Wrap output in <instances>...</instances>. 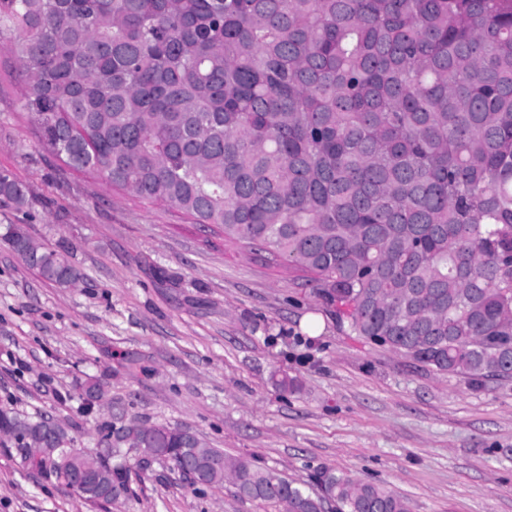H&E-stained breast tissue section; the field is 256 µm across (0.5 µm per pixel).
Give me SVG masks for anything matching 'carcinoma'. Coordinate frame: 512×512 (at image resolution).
Listing matches in <instances>:
<instances>
[{
    "instance_id": "obj_1",
    "label": "carcinoma",
    "mask_w": 512,
    "mask_h": 512,
    "mask_svg": "<svg viewBox=\"0 0 512 512\" xmlns=\"http://www.w3.org/2000/svg\"><path fill=\"white\" fill-rule=\"evenodd\" d=\"M21 108L66 167L165 203L310 277L336 322L440 373L512 378V0H0ZM0 199L27 192L0 171ZM43 280L78 267L18 225ZM23 462L71 487L65 431L0 411ZM134 451L288 512H410L330 468L318 491L197 434L111 422Z\"/></svg>"
}]
</instances>
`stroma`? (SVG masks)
<instances>
[{"label": "stroma", "mask_w": 512, "mask_h": 512, "mask_svg": "<svg viewBox=\"0 0 512 512\" xmlns=\"http://www.w3.org/2000/svg\"><path fill=\"white\" fill-rule=\"evenodd\" d=\"M0 51V170L28 188L0 202L81 269L42 280L0 241V410L52 416L96 452L116 418L196 433L297 483L327 467L385 483L411 512H512V379L471 384L340 328L297 272L175 209L76 172L41 146ZM298 377L281 392L273 377ZM104 397L86 408L83 388ZM0 512H283L193 488L162 462L132 467L129 494L79 503L24 467L0 435Z\"/></svg>", "instance_id": "1"}]
</instances>
